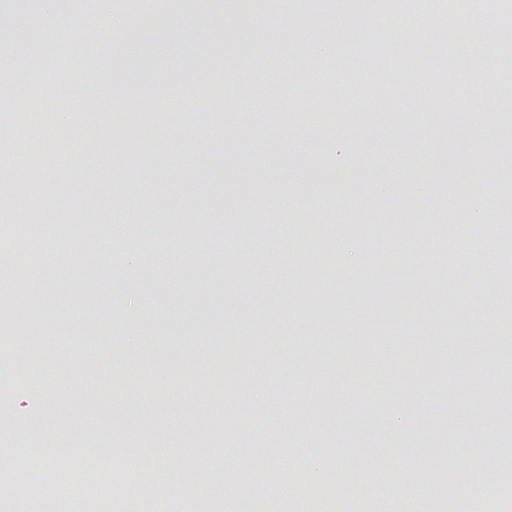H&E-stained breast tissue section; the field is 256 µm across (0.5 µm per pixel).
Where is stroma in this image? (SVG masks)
<instances>
[{
  "mask_svg": "<svg viewBox=\"0 0 512 512\" xmlns=\"http://www.w3.org/2000/svg\"><path fill=\"white\" fill-rule=\"evenodd\" d=\"M456 2L408 5L375 41L365 0H0V112L55 100L48 129L0 125V150L47 152L58 190L54 238L29 229L21 199L0 221V249L23 241L14 266L38 271L23 303L24 276L0 277V324L47 363L36 397L0 350V447L28 452L0 512H29L34 490L60 512L56 462L90 447L113 460L99 492L120 512H240L256 497L283 512L335 472L336 501L377 481L385 512H408L443 497L439 475L498 478L512 288L468 283L458 223L512 237V128L473 92L505 68L486 50L497 33L483 12L461 39L445 25ZM441 28L444 67L407 41ZM61 32L82 72L69 97L37 62ZM145 200L166 212L147 238ZM72 224L104 235L78 243ZM259 414L277 474L261 483L244 475ZM119 448L159 463L170 491L141 473L131 501Z\"/></svg>",
  "mask_w": 512,
  "mask_h": 512,
  "instance_id": "obj_1",
  "label": "stroma"
}]
</instances>
